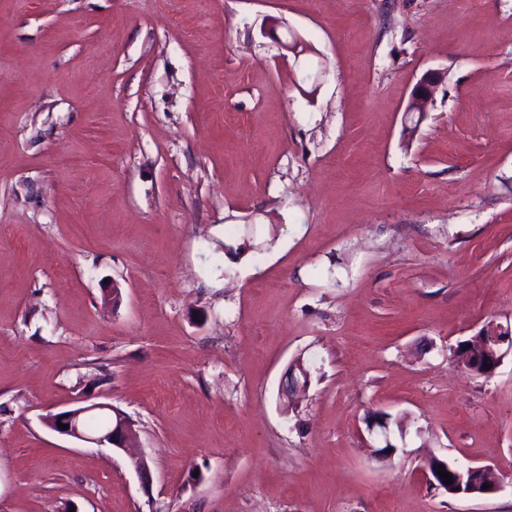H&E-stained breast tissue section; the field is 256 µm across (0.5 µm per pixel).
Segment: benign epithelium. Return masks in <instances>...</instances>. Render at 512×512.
Returning a JSON list of instances; mask_svg holds the SVG:
<instances>
[{
  "label": "benign epithelium",
  "mask_w": 512,
  "mask_h": 512,
  "mask_svg": "<svg viewBox=\"0 0 512 512\" xmlns=\"http://www.w3.org/2000/svg\"><path fill=\"white\" fill-rule=\"evenodd\" d=\"M444 80L445 76L442 71L430 70L424 73L411 91L405 112L424 114L428 102ZM463 344L467 348L466 370L472 373L478 370L483 375H493L506 354L512 351V327H504L495 321H489L482 326L476 339L465 340ZM109 409L111 406L103 403L79 406L50 415L46 418V424L58 433L80 441L97 445L108 443L114 448L124 449L128 447V443L135 436L136 431L131 426L128 417L120 412H116L112 416L110 429L98 432L96 437L86 436L83 427L85 416L94 411ZM61 423L66 425V429H60L59 424ZM367 430L371 438L378 442V445L373 447L374 457L384 459L392 456L394 447H392L388 418L383 414L379 415L377 419L367 423Z\"/></svg>",
  "instance_id": "benign-epithelium-1"
}]
</instances>
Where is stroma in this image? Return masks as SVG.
Returning a JSON list of instances; mask_svg holds the SVG:
<instances>
[{
	"label": "stroma",
	"instance_id": "obj_1",
	"mask_svg": "<svg viewBox=\"0 0 512 512\" xmlns=\"http://www.w3.org/2000/svg\"><path fill=\"white\" fill-rule=\"evenodd\" d=\"M491 320L512 0H0V512H512V353L450 355ZM83 402L136 442L46 425ZM445 80L444 72L439 70H430L424 73L414 85L410 99L405 108L406 114L418 112L423 115L426 111L428 102L432 99L436 89ZM98 410H100V412L90 417L92 426L97 429L107 427L111 418L112 425L108 430L97 432V437H87L83 427V420L86 415ZM104 410L112 411V407L103 403L79 406L74 409L50 415L46 418V424L58 433L80 441L97 445L108 443L112 445L113 448L119 449L128 448V443L136 434L128 417L120 412H114V416H111V414H108ZM58 422L68 425V429L61 430ZM379 425H381V427H379ZM367 430L371 438L381 444V446H368V448H373L374 457L377 459L391 457L394 454V448L397 447H392L394 444L392 443L391 439V430L388 424V418L385 416V414H381L377 419L368 422ZM386 446L390 447L382 450V448ZM438 467H432L431 464H428L427 466L422 467V476L423 479L426 481L429 485H440V482L445 488H448V486H453V489L455 491L460 489V484H456L459 474L463 475V493L461 494H452L448 490V497L452 498H461L466 497L470 499H480L488 496L486 493L487 489H483L484 484L491 485L489 477L478 471H472L470 467H460L458 465H455L454 463L448 462V472L449 474H452L453 480L452 483H445V480L441 478L438 474ZM478 485V486H477ZM477 486V487H476ZM442 487V488H443ZM444 488V490H445ZM501 488V482L496 479L493 484L491 485V488L488 490L489 494L495 493ZM472 489H475V492L472 494H466L465 492L470 491Z\"/></svg>",
	"mask_w": 512,
	"mask_h": 512
}]
</instances>
